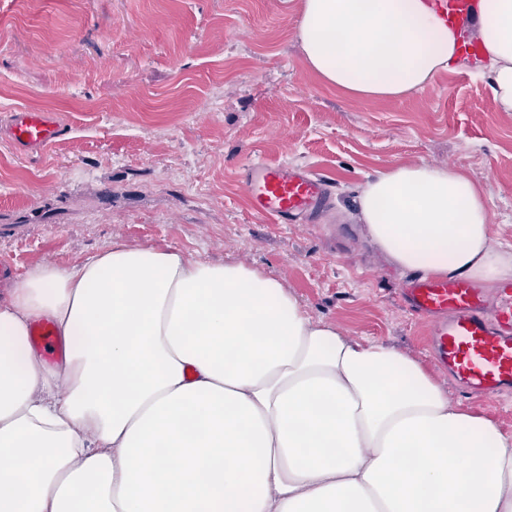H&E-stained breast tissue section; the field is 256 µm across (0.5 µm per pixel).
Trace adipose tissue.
<instances>
[{"mask_svg":"<svg viewBox=\"0 0 512 512\" xmlns=\"http://www.w3.org/2000/svg\"><path fill=\"white\" fill-rule=\"evenodd\" d=\"M308 68L398 99L463 64L430 0H301ZM478 55L512 112V0H479ZM403 269L512 275L463 171L395 165L359 197ZM47 321L66 345L46 365ZM0 512H512V440L414 358L311 319L241 263L113 242L0 300Z\"/></svg>","mask_w":512,"mask_h":512,"instance_id":"ef3b65f1","label":"adipose tissue"}]
</instances>
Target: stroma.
<instances>
[{"instance_id": "35a3bbf8", "label": "stroma", "mask_w": 512, "mask_h": 512, "mask_svg": "<svg viewBox=\"0 0 512 512\" xmlns=\"http://www.w3.org/2000/svg\"><path fill=\"white\" fill-rule=\"evenodd\" d=\"M299 4L0 0V260L19 275L69 267L120 239L243 262L313 320L435 370L427 329L402 300L408 274L368 241L356 199L391 165L453 164L486 192L494 242L512 246V112L468 65L400 99L347 97L307 68ZM20 109L53 114L65 135L41 154L12 147ZM255 158L334 183L335 223L256 218L239 177ZM439 381L512 438V399Z\"/></svg>"}]
</instances>
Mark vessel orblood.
<instances>
[{"label":"vessel or blood","mask_w":512,"mask_h":512,"mask_svg":"<svg viewBox=\"0 0 512 512\" xmlns=\"http://www.w3.org/2000/svg\"><path fill=\"white\" fill-rule=\"evenodd\" d=\"M478 0H437L449 25L465 22ZM17 148L44 150L63 129L45 112L22 110L9 128ZM241 182L254 215L276 224H297L329 205V182L299 164L255 160L242 166ZM412 315L427 323L433 356L468 393L479 398L512 396V276L495 291L464 278L419 275L404 290Z\"/></svg>","instance_id":"obj_1"}]
</instances>
